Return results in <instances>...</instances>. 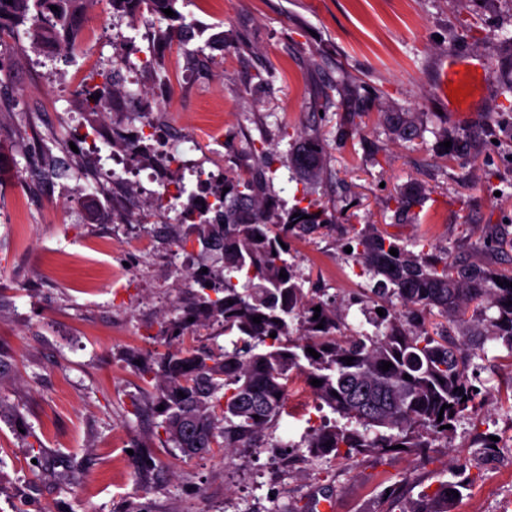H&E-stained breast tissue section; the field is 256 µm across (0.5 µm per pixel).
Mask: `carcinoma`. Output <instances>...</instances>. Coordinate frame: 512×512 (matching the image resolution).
Here are the masks:
<instances>
[{"instance_id": "obj_1", "label": "carcinoma", "mask_w": 512, "mask_h": 512, "mask_svg": "<svg viewBox=\"0 0 512 512\" xmlns=\"http://www.w3.org/2000/svg\"><path fill=\"white\" fill-rule=\"evenodd\" d=\"M87 2L0 0V34L15 36L26 25L32 40L73 53L76 20ZM107 2L131 18L144 4L164 18L176 0ZM387 123L401 138L420 132L407 112L394 113ZM261 154V172L224 176V184L214 190L220 208L213 219L188 225L174 239L220 252L224 266L192 274L201 292L193 306L180 308L181 314L165 324L162 333L170 348L140 359L137 367L141 377L158 381L164 443L193 458L261 442L285 409L296 375L322 381L312 390L320 409L333 414L303 436L301 444L313 459L384 455L396 445L429 448L448 438L447 426L475 408L471 356L492 342L512 360V287L496 283L512 282V274L461 263L446 250L423 240L408 243L375 224L353 227L345 242L352 248L347 257L356 275L370 276L375 286L361 300L369 328L348 333L336 301L313 296L317 289L305 287L308 279L290 261L292 240L335 230V217L312 202L279 213L266 197L272 152ZM325 162L324 143L317 139L301 141L291 152L292 168L303 177H318ZM424 196L420 185L407 186L395 197L396 211H410ZM392 248L398 255L390 254ZM282 272L287 277H279ZM393 298L400 309L386 306ZM317 306L321 311L315 320ZM380 307L382 316L376 312ZM258 315L259 324L253 322ZM203 319L221 323L229 345L185 347ZM346 357L353 358L352 364ZM384 361L393 367L382 370ZM0 420L30 434L25 417L2 399ZM464 488L462 481H443L400 512H451L456 497L446 492L460 494Z\"/></svg>"}]
</instances>
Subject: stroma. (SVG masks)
Returning <instances> with one entry per match:
<instances>
[{
    "label": "stroma",
    "instance_id": "1",
    "mask_svg": "<svg viewBox=\"0 0 512 512\" xmlns=\"http://www.w3.org/2000/svg\"><path fill=\"white\" fill-rule=\"evenodd\" d=\"M192 31L160 38L167 20L142 23L90 0L80 54L0 37V348L13 372L0 381L31 427L0 421V512H390V486L404 499L432 491L463 467L470 484L455 512H499L512 499V461L475 457L485 433L512 431V401L498 392L506 369L495 349L474 358L475 413L424 455L389 453L310 459L299 443L318 403L304 378L257 447L188 458L160 441L156 383L128 351L162 352L187 278L222 266L217 254H175L173 214L157 207L156 161L127 159L122 136L143 122L173 139L199 138L195 167L250 173L257 146L273 150L268 189L280 211L299 200L324 206L339 233L292 243L300 274L318 281L345 321L365 319L350 296L373 287L343 251L351 226L379 224L424 239L461 261L512 271V0H177ZM465 61L483 74L461 110L440 92L443 71ZM134 72L141 96L125 107L85 111L86 86ZM414 113L425 132L405 140L385 122ZM317 138L327 162L313 181L292 178L293 145ZM64 143L67 176L33 180L52 141ZM128 160L138 180L99 192L95 181ZM427 194L398 214L410 182ZM109 212L88 222L86 204ZM149 443L154 464L137 470L133 448ZM44 450L41 474L31 446Z\"/></svg>",
    "mask_w": 512,
    "mask_h": 512
}]
</instances>
